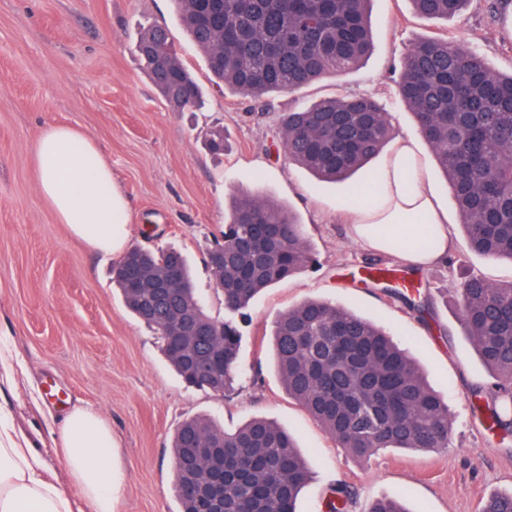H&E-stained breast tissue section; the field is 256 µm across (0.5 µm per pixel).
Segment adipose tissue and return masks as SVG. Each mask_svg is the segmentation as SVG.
Returning <instances> with one entry per match:
<instances>
[{
  "label": "adipose tissue",
  "instance_id": "obj_1",
  "mask_svg": "<svg viewBox=\"0 0 512 512\" xmlns=\"http://www.w3.org/2000/svg\"><path fill=\"white\" fill-rule=\"evenodd\" d=\"M33 158L39 195L58 223L95 253L120 256L131 215L112 165L97 143L77 127L51 125L38 137ZM373 180L379 197L349 209L357 240L387 252L393 240L411 242L427 232L434 248L410 246L399 252V259L426 267L445 257L451 245L448 213L427 189L414 140L396 138ZM417 214L425 216V223H414ZM55 434L70 476L66 487L48 476L42 455L16 426L11 408L0 404V512H115L121 474L111 427L97 411L78 405L57 424Z\"/></svg>",
  "mask_w": 512,
  "mask_h": 512
}]
</instances>
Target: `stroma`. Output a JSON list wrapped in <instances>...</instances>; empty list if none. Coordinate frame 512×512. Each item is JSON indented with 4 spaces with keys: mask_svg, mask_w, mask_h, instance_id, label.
<instances>
[{
    "mask_svg": "<svg viewBox=\"0 0 512 512\" xmlns=\"http://www.w3.org/2000/svg\"><path fill=\"white\" fill-rule=\"evenodd\" d=\"M374 48L360 66L303 89L271 95L264 112L217 86L185 35L171 0H0V342L24 364L15 391H4L17 426L43 452L51 478L68 484L50 424L75 404L111 426L123 483L115 512H178L172 439L186 419L203 416L234 431L264 416L298 439L312 470L296 512H326L332 485L355 490L347 512H368L399 497L409 512H480L494 493L512 492V442L483 429L469 394L490 377L460 319L458 288L470 275L512 282V262L466 252L452 193L431 147L420 142L428 185L448 210V256L412 268L426 313L365 287L353 275L375 260L398 265L350 235L346 185L314 178L272 152L280 116L335 95H372L389 112L394 135L417 136L396 91L407 47L431 36L468 44L500 72H512V6L490 16L470 0L449 20L414 14L409 0H370ZM166 26L174 52L204 93L203 105L175 112L135 52L140 32ZM50 124L91 137L112 164L130 206L129 246L173 247L187 259L198 297L223 316L206 263L224 231L232 195L254 188L289 206L311 247L307 270L260 294L241 326L243 374L218 396L187 386L168 366L156 335L125 308L112 281L113 260L92 253L55 219L37 191L33 146ZM224 136L212 152L214 131ZM309 298L335 302L389 332L424 369L453 422L447 450L388 449L352 457L290 399L273 369L269 338L278 316Z\"/></svg>",
    "mask_w": 512,
    "mask_h": 512,
    "instance_id": "obj_1",
    "label": "stroma"
}]
</instances>
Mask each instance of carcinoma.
I'll use <instances>...</instances> for the list:
<instances>
[{"mask_svg":"<svg viewBox=\"0 0 512 512\" xmlns=\"http://www.w3.org/2000/svg\"><path fill=\"white\" fill-rule=\"evenodd\" d=\"M182 27L224 86L260 106L275 92H294L328 75L356 68L372 49L369 0H172ZM429 20H448L467 0H409ZM165 60L139 54L150 79L178 110L199 105L202 90L171 50L166 28L140 34ZM418 131L432 148L459 212L467 249L488 260H512V74L496 71L462 42L426 37L408 49L396 82ZM385 107L369 95L336 96L283 114L277 140L288 159L323 181L344 182L392 139ZM224 258L208 255L223 282L224 318L199 302L189 269L176 250L132 247L113 267L128 310L161 339L165 357L192 387L219 395L242 373L239 321L262 291L304 271L310 246L297 216L256 190L235 198L224 221ZM365 285L414 287L397 270L368 262ZM462 323L492 378L472 395L485 401L490 428L512 431V283L471 277L460 289ZM188 317L219 335L194 352L172 349L171 334ZM210 365L205 380L194 375ZM272 362L288 393L341 448L358 458L386 449L438 451L448 447V405L428 385L413 358L380 327L340 305L305 300L279 315ZM224 439V487L212 500L189 488L211 480L202 445ZM181 474L179 512H295L311 477L295 437L255 416L226 432L201 417L184 421L172 443ZM329 512L352 501L333 489ZM368 512H408L399 498L376 500ZM482 512H512V493L490 495Z\"/></svg>","mask_w":512,"mask_h":512,"instance_id":"cac0c4a2","label":"carcinoma"}]
</instances>
